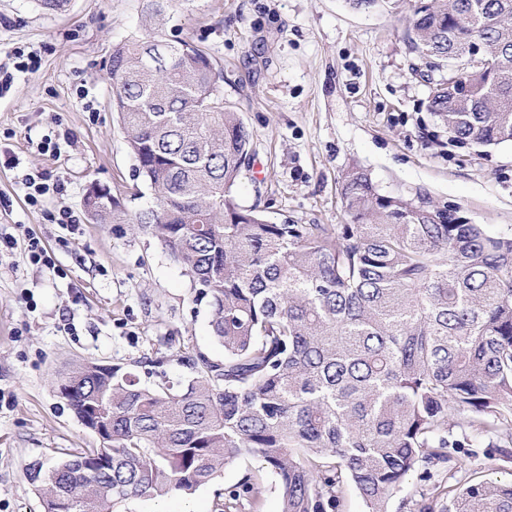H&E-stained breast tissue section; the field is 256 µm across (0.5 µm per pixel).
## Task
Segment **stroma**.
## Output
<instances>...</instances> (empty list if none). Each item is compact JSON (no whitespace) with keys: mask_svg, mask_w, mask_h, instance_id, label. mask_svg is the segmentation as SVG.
<instances>
[{"mask_svg":"<svg viewBox=\"0 0 512 512\" xmlns=\"http://www.w3.org/2000/svg\"><path fill=\"white\" fill-rule=\"evenodd\" d=\"M148 0H0V63L37 50L41 67L17 74L0 95V141L19 158L0 165V233L16 237L0 256V512H43L33 464L73 448H97L56 389L84 363L118 365L156 385L189 380L188 360H223L207 303L156 238L130 224H98L84 208L90 184L130 197L134 160L112 110L107 59L137 28ZM415 0L357 11L346 0H177L167 35L192 37L224 71L225 101L251 135L253 158L236 199L268 220L345 221L340 183L365 170L381 193L426 195L469 223L512 235V143L487 148L452 141L427 109L424 60L405 30ZM64 177L63 194L29 206L22 173ZM78 216L76 230L53 215ZM33 232L55 266L29 262ZM462 477L512 479V459L488 456L472 437ZM259 470L235 461L189 494L132 498L118 512H218L224 495ZM260 471V470H259Z\"/></svg>","mask_w":512,"mask_h":512,"instance_id":"35a3bbf8","label":"stroma"}]
</instances>
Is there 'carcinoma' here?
<instances>
[{
  "label": "carcinoma",
  "mask_w": 512,
  "mask_h": 512,
  "mask_svg": "<svg viewBox=\"0 0 512 512\" xmlns=\"http://www.w3.org/2000/svg\"><path fill=\"white\" fill-rule=\"evenodd\" d=\"M175 0H151L140 28L112 47V108L148 193L130 211L102 196L92 219L137 224L191 274L224 362L155 387L131 371L83 364L57 381L98 448L33 467L44 512H109L131 498L189 493L225 466L259 458L281 512H339L351 482L369 512L405 477L428 481L474 433L512 455V236L448 207L380 193L353 169L342 179L347 224H288L240 205L251 153L224 102L221 69L189 39L164 37ZM483 40L489 70L471 96L434 89L428 109L459 143L512 142V0H427L409 19L423 58L448 60ZM249 475L220 512L258 498ZM407 512H512V481L470 478L442 502L421 493Z\"/></svg>",
  "instance_id": "carcinoma-1"
}]
</instances>
